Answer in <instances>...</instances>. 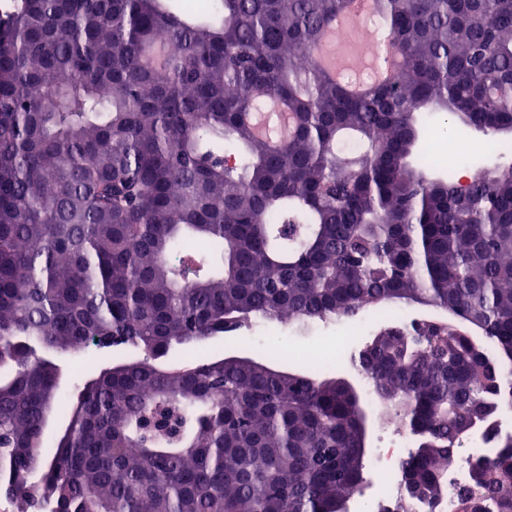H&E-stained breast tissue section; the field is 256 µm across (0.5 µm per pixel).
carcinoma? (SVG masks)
I'll use <instances>...</instances> for the list:
<instances>
[{
  "label": "carcinoma",
  "instance_id": "carcinoma-1",
  "mask_svg": "<svg viewBox=\"0 0 512 512\" xmlns=\"http://www.w3.org/2000/svg\"><path fill=\"white\" fill-rule=\"evenodd\" d=\"M172 2L0 16V491L17 512H336L366 481L365 396L208 342L403 303L484 337L415 319L367 342L436 502L472 420L512 398V165L428 182L417 114L512 133V0H371L398 67L357 96L317 59L351 0ZM271 103L277 141L251 125ZM91 347L125 355L63 390L56 356ZM457 512H512V438Z\"/></svg>",
  "mask_w": 512,
  "mask_h": 512
}]
</instances>
